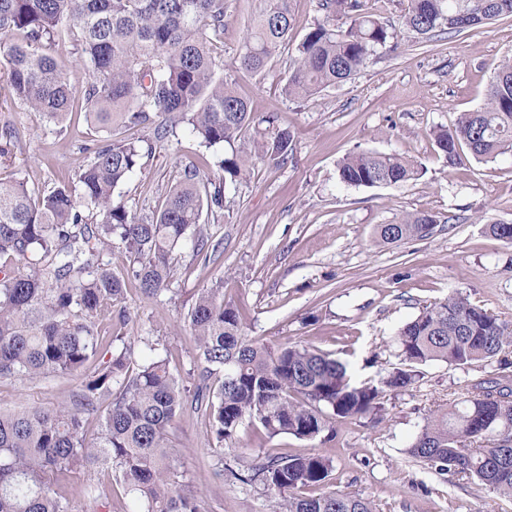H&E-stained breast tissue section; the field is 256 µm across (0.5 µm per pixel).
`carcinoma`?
I'll return each instance as SVG.
<instances>
[{
    "mask_svg": "<svg viewBox=\"0 0 512 512\" xmlns=\"http://www.w3.org/2000/svg\"><path fill=\"white\" fill-rule=\"evenodd\" d=\"M319 10L321 19L298 39L290 0H265L234 58L236 71L259 75L290 44L284 93L305 101L353 78L399 37L430 40L476 28L512 16V0H406L397 28L368 11L366 0H319ZM225 23L224 0H0V64L12 96L76 135L78 112L98 129L153 132L144 145L110 140L75 178L46 194L32 193L23 178H0V378L78 380L68 406L0 412V512H72L74 478L94 465L115 470L134 512H205L174 460L172 430L183 410L203 412L216 442L229 447L245 424L266 439H331L336 424L378 414L386 392L416 385L431 363L492 371L450 408L433 411L406 453L440 475L474 479L512 500V322L462 294L424 306L398 327L399 366L375 383L353 381L347 363L309 345L274 349L248 338L222 280L201 289L186 316L196 349L194 389L168 358H138L130 345L98 361L106 337L128 321L122 314L112 322L127 286L146 300L169 290L175 250L188 246L195 257L209 250L201 218L223 221L227 186L258 162L281 166L294 153V136L278 115L255 116L224 79L215 54ZM64 38L89 64L81 90L53 55ZM181 126L207 148H230L224 178L216 184L193 164L155 213L138 216L115 190ZM432 137L450 167L512 154V56L499 65L484 104ZM425 173L418 161L370 149L338 165L339 181L354 187L404 185ZM447 222L407 213L376 225V242L426 239ZM486 229L512 246L511 223L488 219ZM107 246L125 258L126 275L101 267ZM93 418L99 428L90 437ZM465 441L480 447L468 450ZM333 470L332 458L316 450H266L244 472H229L272 494L273 512H378L369 499L327 489ZM80 494L107 500L112 487L87 482Z\"/></svg>",
    "mask_w": 512,
    "mask_h": 512,
    "instance_id": "carcinoma-1",
    "label": "carcinoma"
}]
</instances>
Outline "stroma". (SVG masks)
I'll use <instances>...</instances> for the list:
<instances>
[{"instance_id":"obj_1","label":"stroma","mask_w":512,"mask_h":512,"mask_svg":"<svg viewBox=\"0 0 512 512\" xmlns=\"http://www.w3.org/2000/svg\"><path fill=\"white\" fill-rule=\"evenodd\" d=\"M226 5L217 59L226 77L237 78L253 112L277 113L280 126L294 135V155L281 167L257 164L249 177L227 187L230 216L210 227L220 244L210 262L176 251L169 291L153 300L128 291L124 304L133 321L113 350L131 342L141 353L152 341L192 385L196 359L187 310L199 289L219 279L226 298L241 309L249 338L273 348L310 345L345 361L361 380L378 379L396 364L395 329L449 293L467 295L512 321V247L484 224L488 217L512 222V155L448 167L431 138L434 128L452 127L461 113L483 104L501 60L512 54V17L431 43L400 40L396 50H378L353 79L298 102L283 93L290 48L279 50L265 73L237 76L232 62L262 0ZM5 124L18 130L21 142L0 156V175L25 176L37 193L50 191L62 174L86 161L72 134L9 97L7 74L0 71V126ZM359 147L401 154L427 172L404 186H345L337 164ZM47 153L52 164L34 166V158ZM224 153L178 130L117 193L132 211L148 213L186 166L200 165L206 177L221 179ZM416 211L444 222L424 240L376 244V225ZM422 371L416 386L386 395L380 419L338 425L330 441L280 435L261 444L246 426L239 447L218 449L207 417L186 410L175 423L176 463L201 492L207 512H271L269 492L229 474L264 448L329 455L334 489L372 500L380 512H512V500L479 482L449 481L408 456L425 417L448 407L480 375L445 363ZM74 386L62 375L0 379V410L67 403Z\"/></svg>"}]
</instances>
